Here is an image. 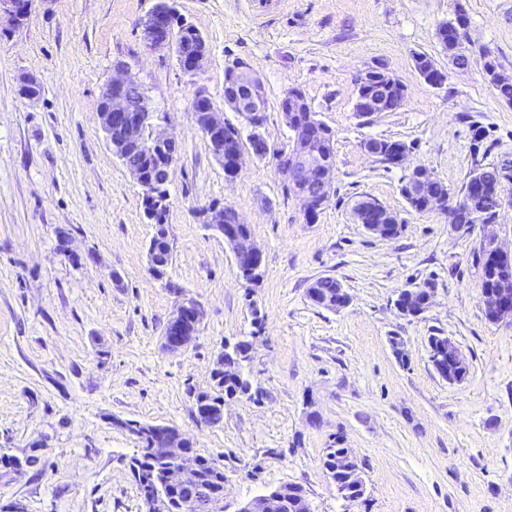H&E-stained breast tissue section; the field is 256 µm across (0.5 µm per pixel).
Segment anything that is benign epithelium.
<instances>
[{
    "label": "benign epithelium",
    "mask_w": 512,
    "mask_h": 512,
    "mask_svg": "<svg viewBox=\"0 0 512 512\" xmlns=\"http://www.w3.org/2000/svg\"><path fill=\"white\" fill-rule=\"evenodd\" d=\"M32 2L0 0V16H5L13 25L19 24L28 16ZM175 13V0H156L153 9L141 23L143 41L151 50L174 52L181 69L187 74L197 75L208 56L206 41L195 29L196 46L190 52L183 51L164 30V22ZM396 83L398 79L384 70L380 85L357 94L354 109L361 123L370 124L382 113L392 112L403 105L404 93H399L396 98L390 94ZM262 92L260 77L247 63L239 61L232 66L227 85L224 86V105L244 117L250 126L252 155L259 159L273 155L277 171L288 181L289 193L299 201L305 217L314 218L335 191V168L327 157L333 152V144L324 141L321 124L310 121L313 114L304 113L306 100L291 92L281 99L280 112L285 122L294 125L295 137L288 150L271 152L261 133L265 123ZM101 103L102 108L97 112L98 124L113 155L121 161L133 180L142 185L150 202H162L160 191L165 189L174 171L179 155L178 141L159 126L148 123L151 114L149 99L141 84L129 75L128 69L122 64L114 67L112 77L104 84ZM194 103L203 107L196 124L209 139L213 157L224 168L227 177H235L243 153L238 152L229 158L224 156V113L214 107L202 87L196 90ZM362 148L367 154L393 165L401 164L407 157L405 149L386 139H366L362 142ZM134 151L161 156L162 164L148 185L141 177L139 163L132 157ZM431 179L432 173L428 168L415 166L408 183V193L413 197H426L429 206H435L445 214H466L473 223L480 222L490 210H500L506 202L512 205V194L506 191V184L512 181V170L508 168H500L493 173L479 169L472 172V191L450 203L442 196L428 193ZM353 214L356 222L368 232L380 236L387 233V225L381 223L378 204L372 198L362 199ZM238 222L240 217L237 216L235 223L224 225L220 218L213 216L210 218V228L224 237L236 265L244 264L248 269L257 271L262 266V252L251 234L239 230ZM480 247L488 266L512 263V253L504 250L496 236L484 235ZM176 293L179 300L167 324L168 337L163 339L164 348L169 352L182 350L195 339L194 329L200 326L205 315L202 302L179 289ZM481 294L484 309L491 311L496 321L512 320V291L491 286L481 289ZM400 297L404 304L403 313L413 316L420 314L416 289H405ZM150 436L151 448L159 452V457L167 466L157 483L153 482L148 469L135 470L143 483L149 485L143 496L144 512H172L168 491L181 490L190 484L199 470V455L193 443L176 428L153 424ZM274 494L275 491L270 489L242 503L236 512H271Z\"/></svg>",
    "instance_id": "obj_1"
}]
</instances>
